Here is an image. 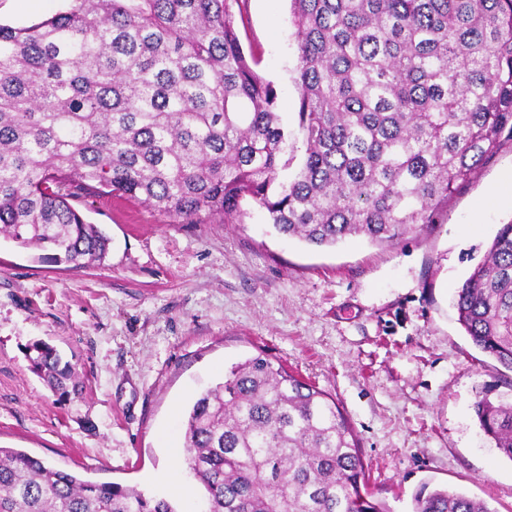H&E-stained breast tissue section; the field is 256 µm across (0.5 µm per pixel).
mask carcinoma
<instances>
[{
	"mask_svg": "<svg viewBox=\"0 0 512 512\" xmlns=\"http://www.w3.org/2000/svg\"><path fill=\"white\" fill-rule=\"evenodd\" d=\"M245 0H69L0 24V235L57 262L103 259L109 238L69 203L113 193L178 224H233L254 204L316 247L391 245L436 224L512 140V0H291L298 36L292 177L277 92L245 55ZM458 322L512 371V223L457 291ZM60 394L76 369L28 347ZM484 437L512 461V403L479 398ZM185 462L205 512H386L366 490L354 430L315 386L257 356L200 393ZM0 512H176L0 448ZM414 512H495L423 486ZM10 0H0V22L12 26H27L48 19L67 8L65 0H41L34 11L15 10Z\"/></svg>",
	"mask_w": 512,
	"mask_h": 512,
	"instance_id": "obj_1",
	"label": "carcinoma"
}]
</instances>
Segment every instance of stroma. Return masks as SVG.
I'll return each instance as SVG.
<instances>
[{"label":"stroma","mask_w":512,"mask_h":512,"mask_svg":"<svg viewBox=\"0 0 512 512\" xmlns=\"http://www.w3.org/2000/svg\"><path fill=\"white\" fill-rule=\"evenodd\" d=\"M238 27L300 143L290 0H247ZM510 172L506 140L438 223L391 246L313 247L279 234L255 205L238 224H178L109 194L71 201L111 239L99 264L58 265L0 237V447L203 512L204 491L178 453L186 414L259 355L336 401L387 512H411L426 482L512 512V461L472 410L487 390L512 397V371L474 347L454 307L512 222L511 206L484 203ZM35 340L75 365L78 393L59 398L30 371ZM174 466L193 500L170 489Z\"/></svg>","instance_id":"stroma-1"}]
</instances>
